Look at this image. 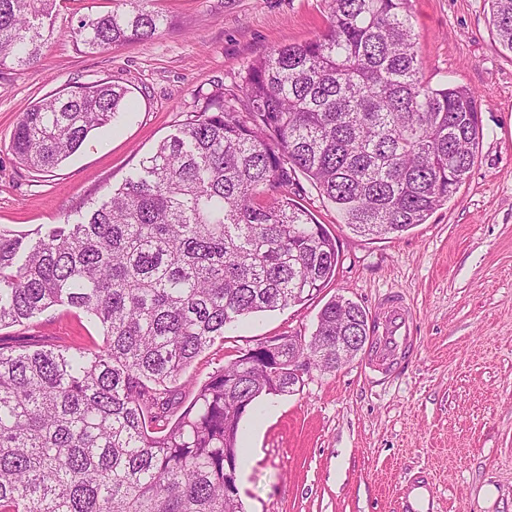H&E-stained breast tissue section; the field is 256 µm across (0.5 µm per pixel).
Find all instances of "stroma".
Here are the masks:
<instances>
[{
  "label": "stroma",
  "mask_w": 512,
  "mask_h": 512,
  "mask_svg": "<svg viewBox=\"0 0 512 512\" xmlns=\"http://www.w3.org/2000/svg\"><path fill=\"white\" fill-rule=\"evenodd\" d=\"M113 0H59L54 39L29 69H0V226L49 230L76 219L134 172L215 86L234 88L257 57L314 38L323 0H155L159 36L107 50L70 31ZM430 85L475 89L484 132L475 164L426 223L397 234H354L309 181L297 202L335 238L336 274L286 308L240 320L198 356L193 386L246 350L280 336L310 338L340 295L375 316L397 292L415 322L416 349L388 374L370 350L335 370L310 368L293 392L259 397L237 436L245 512H512V53L501 51L486 0H410ZM101 79L126 87L130 109L93 132L61 166L39 174L10 149L29 106L64 85ZM81 311L55 307L0 329V344L31 348L102 343ZM492 497H484L485 489Z\"/></svg>",
  "instance_id": "stroma-1"
}]
</instances>
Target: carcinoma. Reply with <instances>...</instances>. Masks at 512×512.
<instances>
[{
    "label": "carcinoma",
    "instance_id": "cac0c4a2",
    "mask_svg": "<svg viewBox=\"0 0 512 512\" xmlns=\"http://www.w3.org/2000/svg\"><path fill=\"white\" fill-rule=\"evenodd\" d=\"M152 0H120L72 28L105 50L168 24ZM329 21L303 44L255 59L218 85L178 133L78 220L44 234L0 228V328L56 306L102 330L94 349L0 348V512H243L241 419L288 389L292 362L336 368L338 296L301 347L282 336L198 386L174 420L170 385L224 328L300 303L336 273V239L292 195L303 174L353 232H405L468 177L483 139L478 93L432 87L409 0H324ZM512 53V0H487ZM56 0H0V68H28L53 37ZM127 90L70 86L23 112L11 151L35 173L60 166L114 122Z\"/></svg>",
    "mask_w": 512,
    "mask_h": 512
}]
</instances>
